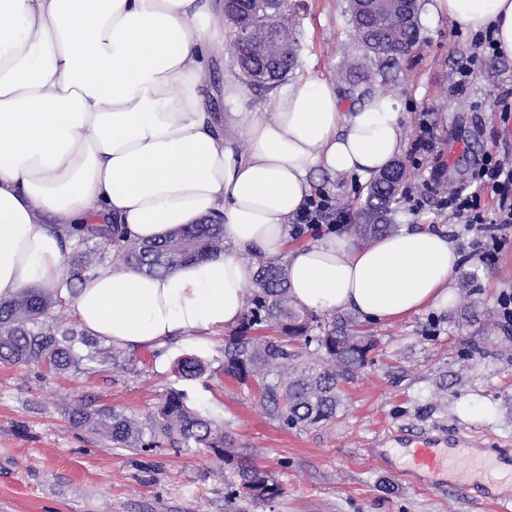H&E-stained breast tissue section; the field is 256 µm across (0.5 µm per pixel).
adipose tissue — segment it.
<instances>
[{
  "label": "adipose tissue",
  "instance_id": "ef3b65f1",
  "mask_svg": "<svg viewBox=\"0 0 512 512\" xmlns=\"http://www.w3.org/2000/svg\"><path fill=\"white\" fill-rule=\"evenodd\" d=\"M431 9L493 28L512 57V0ZM223 39L222 0H0V301L63 282L67 225L116 222L143 242L219 217L230 252L161 276L101 267L67 297L80 325L107 344L150 348L233 325L251 253L286 258L294 304L316 312L388 323L448 305L461 256L430 226L366 245L288 233L316 172L367 178L400 154L397 97L347 111L332 85L300 79L235 113L250 144L237 154L202 92Z\"/></svg>",
  "mask_w": 512,
  "mask_h": 512
}]
</instances>
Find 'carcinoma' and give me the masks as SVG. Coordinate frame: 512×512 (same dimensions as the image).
<instances>
[{
    "label": "carcinoma",
    "instance_id": "cac0c4a2",
    "mask_svg": "<svg viewBox=\"0 0 512 512\" xmlns=\"http://www.w3.org/2000/svg\"><path fill=\"white\" fill-rule=\"evenodd\" d=\"M281 11V0H224V20L251 43L249 53L236 57L240 77L248 85L269 90L280 86L297 60L299 42L289 24H273ZM349 12L365 54L382 69L413 52L419 43L420 0H349ZM398 195L384 173H379L359 211L360 223L349 225V230L365 241L397 231L392 212ZM70 236L77 242L65 258L62 286L25 288L0 302L1 362L43 363L66 372L92 359L81 348L94 349L96 342L67 324L62 290L73 292L111 255L148 275H162L228 250L220 224H192L144 243L126 239L116 224H79L71 228ZM302 345L318 360L299 369L295 362ZM374 346L373 337L349 316L328 321L312 310L296 308L284 264L257 255L249 301L238 327L224 343V374L240 384L252 383L260 403L283 427L315 425L334 417L339 382L368 363ZM208 368L209 361L202 355L186 354L175 361V373L182 380H195ZM70 418L77 427L121 448L151 449L164 438L208 448L219 457L226 454L223 426L191 408L187 393L175 388L143 420L83 405L74 406ZM238 477L256 500L277 494L274 481L254 466L238 467Z\"/></svg>",
    "mask_w": 512,
    "mask_h": 512
}]
</instances>
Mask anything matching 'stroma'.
<instances>
[{"label":"stroma","mask_w":512,"mask_h":512,"mask_svg":"<svg viewBox=\"0 0 512 512\" xmlns=\"http://www.w3.org/2000/svg\"><path fill=\"white\" fill-rule=\"evenodd\" d=\"M421 0L420 44L386 77L350 85L346 73L376 69L354 35L348 0H288L301 49L289 81L311 75L332 84L344 108L371 94L392 93L403 112L402 142L410 144L422 110L441 150L411 169L396 204L399 228L423 224L444 230L462 266L452 305L388 324H369L377 345L364 367L341 384V404L329 421L284 429L259 404L253 387L225 376L224 331L205 344L176 338L160 348H127L121 369L90 363L55 373L43 365L0 361V512H496L445 487L417 486L402 476L398 434L422 436L463 429L512 446V321L500 300L512 296V234L495 260L481 261L475 234L442 200L469 187L489 149L512 152V116L489 105L512 90V59L475 70L455 91L473 33L434 16ZM207 95L214 112L230 113L224 81L237 77L230 49L210 60ZM314 189L358 210L367 186L354 176L325 172ZM489 319L465 320L469 300ZM203 352L208 372L177 378L174 362ZM186 390L190 405L223 423L225 445L279 486L257 501L237 491L234 463L203 448L164 440L149 451L116 448L72 424L78 404L145 417L166 389Z\"/></svg>","instance_id":"1"}]
</instances>
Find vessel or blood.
Segmentation results:
<instances>
[{
  "label": "vessel or blood",
  "mask_w": 512,
  "mask_h": 512,
  "mask_svg": "<svg viewBox=\"0 0 512 512\" xmlns=\"http://www.w3.org/2000/svg\"><path fill=\"white\" fill-rule=\"evenodd\" d=\"M404 455V472L414 484L446 483L465 497L478 490L496 504L498 512H512V492H501L496 476L501 462L512 465V448L502 447L495 439L478 440L460 431L443 446L422 436L410 442Z\"/></svg>",
  "instance_id": "vessel-or-blood-1"
}]
</instances>
